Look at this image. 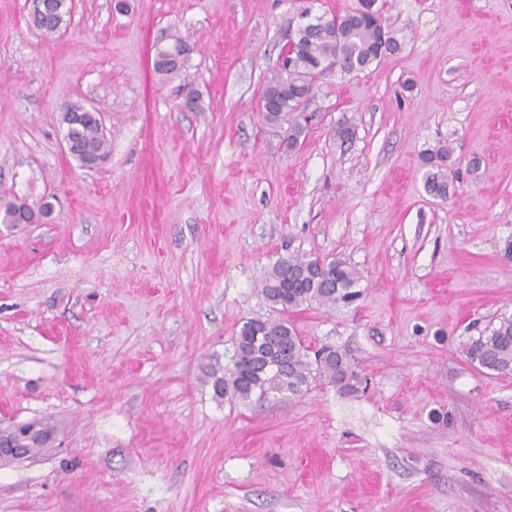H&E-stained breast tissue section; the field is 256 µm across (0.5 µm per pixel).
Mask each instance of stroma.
I'll use <instances>...</instances> for the list:
<instances>
[{
    "mask_svg": "<svg viewBox=\"0 0 512 512\" xmlns=\"http://www.w3.org/2000/svg\"><path fill=\"white\" fill-rule=\"evenodd\" d=\"M356 3L66 0L46 38L35 0H0V206L51 205L0 223V426L58 427L0 466V512H512V375L461 353L512 315V0H378L400 49L321 76L288 150L259 108L288 29ZM69 103L102 115L99 168L65 151ZM287 255L360 273L355 305L287 315L358 389L218 400L202 369L271 316ZM449 158L448 149H441L435 155L427 158L426 163L430 166L424 176L426 192L434 198L447 199L453 183L448 179L447 162ZM27 207L25 202L21 203H10L5 206L3 213L0 215V223L1 224H12L15 222V217L19 212H22ZM39 216L38 212H36L32 207L25 209L23 214L20 217L19 221H16L14 224H35L38 223Z\"/></svg>",
    "mask_w": 512,
    "mask_h": 512,
    "instance_id": "stroma-1",
    "label": "stroma"
}]
</instances>
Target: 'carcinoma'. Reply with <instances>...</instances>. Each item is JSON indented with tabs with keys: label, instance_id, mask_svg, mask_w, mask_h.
Wrapping results in <instances>:
<instances>
[{
	"label": "carcinoma",
	"instance_id": "obj_1",
	"mask_svg": "<svg viewBox=\"0 0 512 512\" xmlns=\"http://www.w3.org/2000/svg\"><path fill=\"white\" fill-rule=\"evenodd\" d=\"M69 13L66 0H40L32 16L33 26L45 36L56 33ZM307 22L288 37L281 66L264 84L262 96L273 95L276 105L263 112L270 125H280L299 110L313 93L316 81L338 68L344 74L362 72L400 44L384 25L377 0H357V6L343 14L314 15L311 8L301 12ZM66 133L76 143L73 155L80 166L106 160L110 145L101 119L94 110L69 104L61 115ZM448 150L426 159L430 166L424 176L426 192L434 198H448L453 183L448 179ZM361 276L347 262L333 258L290 255L278 258L265 273L260 293L272 308L286 313L313 302L330 308L350 305L362 296ZM467 361L479 369L512 375V316L461 346ZM204 376L214 396L232 401H264L291 397L308 388L312 380L326 377L352 388L358 379L346 351L324 346L314 354L304 345L288 319L250 318L241 326L233 354L227 363L216 359L205 367ZM12 434L34 457L55 434L50 418L12 425Z\"/></svg>",
	"mask_w": 512,
	"mask_h": 512
}]
</instances>
